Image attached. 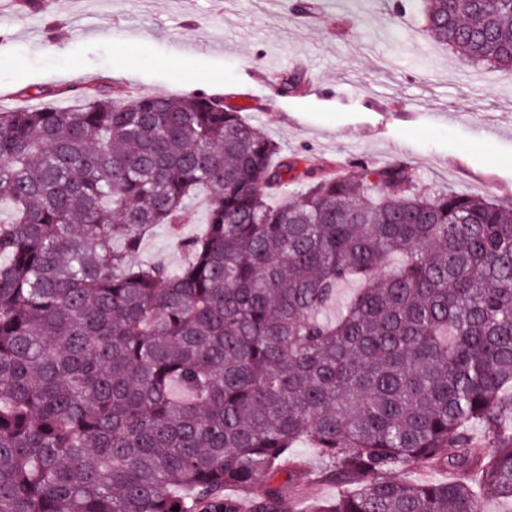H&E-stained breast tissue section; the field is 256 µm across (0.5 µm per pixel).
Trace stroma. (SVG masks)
Returning <instances> with one entry per match:
<instances>
[{
    "mask_svg": "<svg viewBox=\"0 0 512 512\" xmlns=\"http://www.w3.org/2000/svg\"><path fill=\"white\" fill-rule=\"evenodd\" d=\"M0 0V105L43 106L46 92L224 96L258 130L318 166L412 164L436 190L512 202V69L459 61L400 0ZM304 66L301 90L277 75ZM179 267L155 229L135 257ZM306 500L321 481L310 443L292 450Z\"/></svg>",
    "mask_w": 512,
    "mask_h": 512,
    "instance_id": "35a3bbf8",
    "label": "stroma"
}]
</instances>
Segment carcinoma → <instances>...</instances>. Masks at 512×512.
<instances>
[{
	"label": "carcinoma",
	"instance_id": "obj_1",
	"mask_svg": "<svg viewBox=\"0 0 512 512\" xmlns=\"http://www.w3.org/2000/svg\"><path fill=\"white\" fill-rule=\"evenodd\" d=\"M405 2L459 59L512 68V0ZM200 190L184 264L134 262ZM3 201L0 512H239L228 487L282 512L300 441L356 487L308 512L512 501L511 203L406 162L321 172L221 96L110 86L0 106ZM191 220L189 224L181 225V232L185 236H196L199 235L206 224L207 216V205L206 200L203 197L195 199L190 206ZM362 286V282L356 279L344 283L340 288H338L336 296L324 309L322 317L328 320L336 319V316L341 312L345 303L360 288H362Z\"/></svg>",
	"mask_w": 512,
	"mask_h": 512
}]
</instances>
